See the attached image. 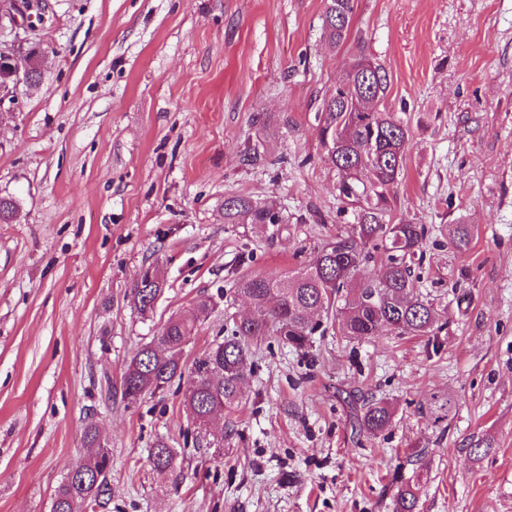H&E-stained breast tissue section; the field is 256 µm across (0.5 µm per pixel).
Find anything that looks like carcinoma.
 <instances>
[{
	"mask_svg": "<svg viewBox=\"0 0 512 512\" xmlns=\"http://www.w3.org/2000/svg\"><path fill=\"white\" fill-rule=\"evenodd\" d=\"M355 0H326L322 29L335 45L349 31ZM389 86L385 68L360 55L343 79L324 98L320 137L330 164L337 168L339 197L356 206L355 223L326 240L314 261L284 279L241 275L235 293L246 297L250 316L233 321L230 335L210 347L195 362L184 393L193 419L204 421L238 400L245 381L251 343L277 336L297 350H305L312 336L333 329L351 339H365L382 331L398 336H435L438 313L418 289L416 267L423 259L427 228L423 224L385 222L388 192L403 171L409 127L383 107ZM224 223L276 227L286 223L280 210L250 196L224 199ZM470 224L448 225V242L459 252L469 249ZM382 264L381 275L372 263ZM162 292L156 269L149 266L132 288L133 302L142 314L154 307ZM210 300L200 297L193 308L169 318L159 336L142 346L121 382L123 399L163 391L184 376L181 352L194 336ZM352 428L377 435L392 423L395 411L383 400L352 397ZM149 463L164 472L173 467L174 453L159 440L149 450ZM108 449L72 467L54 493L51 512H86L107 505L110 497ZM397 512H417V496L403 487L396 496Z\"/></svg>",
	"mask_w": 512,
	"mask_h": 512,
	"instance_id": "cac0c4a2",
	"label": "carcinoma"
}]
</instances>
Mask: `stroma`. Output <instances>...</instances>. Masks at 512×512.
<instances>
[{
  "instance_id": "obj_1",
  "label": "stroma",
  "mask_w": 512,
  "mask_h": 512,
  "mask_svg": "<svg viewBox=\"0 0 512 512\" xmlns=\"http://www.w3.org/2000/svg\"><path fill=\"white\" fill-rule=\"evenodd\" d=\"M41 2L0 0V44L45 54L39 84L0 105V197L19 208L0 223V512H50L95 451L90 425L112 461L105 512H394L405 485L419 512H512V0H355L337 46L324 0ZM362 54L411 132L386 220L426 226L420 291L444 329L330 331L306 351L266 338L206 426L174 386L124 401L172 315L212 300L191 366L250 312L240 273L285 277L353 223L320 110ZM256 145L280 164L242 165ZM229 195L282 206L287 228L225 223ZM461 223L464 253L448 243ZM149 265L165 286L143 314L131 289ZM350 392L391 401L392 424L353 432ZM451 395L456 414L436 416ZM148 459L154 470L164 472L173 467L174 453L166 442L159 440L149 450Z\"/></svg>"
}]
</instances>
